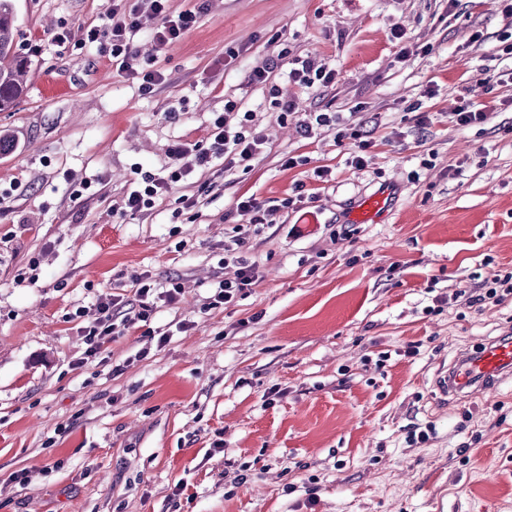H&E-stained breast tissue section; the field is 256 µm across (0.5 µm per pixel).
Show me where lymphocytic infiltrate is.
I'll return each instance as SVG.
<instances>
[{
    "label": "lymphocytic infiltrate",
    "instance_id": "lymphocytic-infiltrate-1",
    "mask_svg": "<svg viewBox=\"0 0 512 512\" xmlns=\"http://www.w3.org/2000/svg\"><path fill=\"white\" fill-rule=\"evenodd\" d=\"M138 9L123 11L121 4H113L104 24L87 28L85 41L89 44L107 43L111 47L112 61L120 71H127L128 61L133 56V38L140 29L139 12H148L158 18L159 23L151 33L157 47L163 48L182 39L197 24L200 12L188 9L170 14L168 0H139ZM265 145L263 135L255 124V114L243 110L238 99H225L223 111L213 113L207 126L205 141H173L167 150L168 173L158 176L143 173L136 186L127 192L115 212L119 215H134L151 209L157 198L166 195L177 183L187 180L199 172L211 171L216 166L225 170L254 160L262 154ZM246 242L245 232H238L224 247L225 263L237 265L235 279L218 282L207 303L208 309H219L244 296L258 278L256 264L242 259L240 250ZM132 297L109 296L99 304V318L85 326L83 333L87 348L86 359L104 355L109 343L119 331H140L142 337L164 347L169 336L148 324L150 314L157 303L176 304L182 293L180 284L169 281L158 285L150 276L136 277L132 282Z\"/></svg>",
    "mask_w": 512,
    "mask_h": 512
}]
</instances>
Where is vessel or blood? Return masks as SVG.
I'll return each instance as SVG.
<instances>
[{"label": "vessel or blood", "instance_id": "1", "mask_svg": "<svg viewBox=\"0 0 512 512\" xmlns=\"http://www.w3.org/2000/svg\"><path fill=\"white\" fill-rule=\"evenodd\" d=\"M395 186L362 198L348 219L354 224H376L388 213ZM512 377V340L501 339L483 350L461 357L456 365L440 371L434 387L441 396L476 394L494 390L499 380Z\"/></svg>", "mask_w": 512, "mask_h": 512}]
</instances>
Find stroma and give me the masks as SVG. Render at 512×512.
<instances>
[{"mask_svg":"<svg viewBox=\"0 0 512 512\" xmlns=\"http://www.w3.org/2000/svg\"><path fill=\"white\" fill-rule=\"evenodd\" d=\"M13 4L31 76L67 92L30 89L0 112V512H512V381L446 400L431 385L512 335V302L465 300L512 272V18L496 0H204L178 42L136 36V74L164 76L149 92L81 42L112 0ZM284 51L337 71L313 91L279 74L286 116L248 82ZM464 94L498 102L488 123L456 125ZM230 97L257 115L260 158L113 217L137 170L162 172L172 141L204 139ZM320 112L335 124L304 137ZM354 130L372 142L360 170ZM389 183L385 223L346 225ZM244 194L280 219L246 239L256 284L207 311L236 273L221 258ZM144 273L182 285L150 318L169 342L129 332L75 367L99 299ZM416 426L432 433L412 446Z\"/></svg>","mask_w":512,"mask_h":512,"instance_id":"stroma-1","label":"stroma"}]
</instances>
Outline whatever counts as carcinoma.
Returning a JSON list of instances; mask_svg holds the SVG:
<instances>
[{
  "mask_svg": "<svg viewBox=\"0 0 512 512\" xmlns=\"http://www.w3.org/2000/svg\"><path fill=\"white\" fill-rule=\"evenodd\" d=\"M13 28L12 0H0V112L21 96L30 69L27 58L13 50Z\"/></svg>",
  "mask_w": 512,
  "mask_h": 512,
  "instance_id": "obj_1",
  "label": "carcinoma"
}]
</instances>
